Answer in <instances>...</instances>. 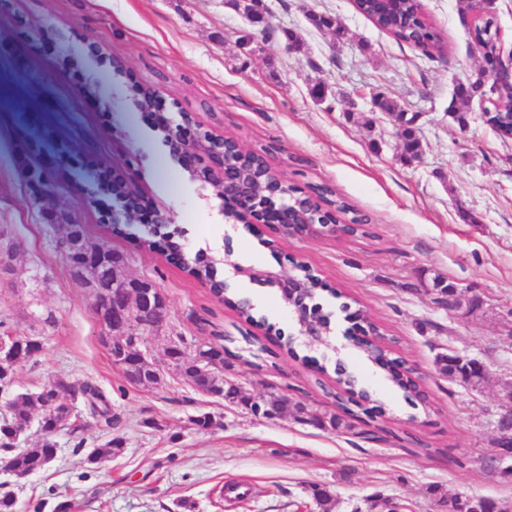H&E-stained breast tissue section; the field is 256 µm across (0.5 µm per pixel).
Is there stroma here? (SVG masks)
Wrapping results in <instances>:
<instances>
[{
	"label": "stroma",
	"mask_w": 512,
	"mask_h": 512,
	"mask_svg": "<svg viewBox=\"0 0 512 512\" xmlns=\"http://www.w3.org/2000/svg\"><path fill=\"white\" fill-rule=\"evenodd\" d=\"M263 4L258 25L235 0H0V227L18 246L11 270L0 274V325L43 344L17 371L15 389L85 381L104 392L113 413L108 422L78 405L77 418L52 437L57 456L48 468L12 481L0 472L16 512H52L60 500L79 512H303L314 484L335 495L336 512H364L378 493L403 512H443L435 487L512 498V482L482 463L512 389V140L479 119L478 102L467 108V125L452 117L457 86L480 70L475 13L461 0H423L444 41L443 52L429 57L375 27L353 0ZM312 13L335 18L340 31L315 28ZM287 29L301 38L300 50L286 49ZM116 60L122 71L113 69ZM91 81L95 94H83ZM134 83L158 91L153 109L131 106ZM379 93L413 116L419 159L402 161L389 116L373 105ZM177 111L264 152L300 191L331 187L368 218L369 236L295 238L271 224L226 227L216 190L192 181L155 129L156 113ZM32 139L50 151L65 147L57 201L75 211L86 239L124 254L127 273L165 292L169 322L144 339L161 371L157 384L128 381L101 343L94 292L71 276L22 181L19 147ZM105 169L138 190L145 209H169L188 250L216 251L232 237L223 270L228 296L249 299L254 321L160 250L143 247V225L113 223L111 197L77 206L87 178ZM302 264L324 285L318 301L333 328L325 345H306L278 288L246 275H294ZM438 277L475 289L484 305L470 313L440 307ZM337 290L394 339L432 411L413 406L347 341L354 322ZM253 336L262 346L255 359ZM179 337L190 355L200 343H223L224 375L246 393H282L359 418L375 439L316 429L290 413L257 418L199 392L166 360ZM451 351L484 363L482 385L439 372L437 357ZM340 363L381 413L367 414L337 386ZM203 413L214 419L206 430L191 423ZM111 439L122 454L88 465L90 450Z\"/></svg>",
	"instance_id": "35a3bbf8"
}]
</instances>
